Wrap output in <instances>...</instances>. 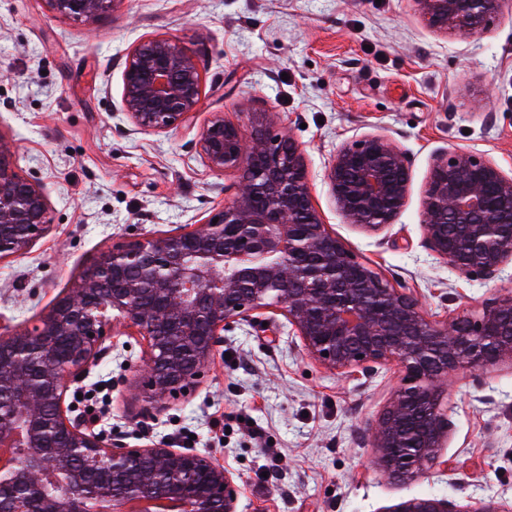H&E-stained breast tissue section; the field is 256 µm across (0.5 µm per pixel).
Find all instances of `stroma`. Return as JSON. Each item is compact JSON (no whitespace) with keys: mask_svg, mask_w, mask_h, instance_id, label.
<instances>
[{"mask_svg":"<svg viewBox=\"0 0 512 512\" xmlns=\"http://www.w3.org/2000/svg\"><path fill=\"white\" fill-rule=\"evenodd\" d=\"M163 37L197 58L196 112L168 132L135 133L123 70L140 40ZM249 126L271 113L299 144L326 224L430 318L472 312L512 290V274L463 277L424 245L422 199L437 154H478L512 176V0L482 33L432 31L413 0H117L92 22L46 0H0V135L16 171L39 184L51 229L0 262V323L31 325L113 245L193 228L231 200L237 177L195 151L215 113ZM390 139L409 158L402 211L372 232L344 223L326 171L344 144ZM115 354L67 399L130 445L166 442L213 455L241 487L240 512H385L415 495L476 508L512 501V363L442 385L452 427L443 467L411 483L372 464L371 427L401 375L337 374L302 350L282 316L225 333L198 385L139 423L133 369L146 345L116 325Z\"/></svg>","mask_w":512,"mask_h":512,"instance_id":"35a3bbf8","label":"stroma"}]
</instances>
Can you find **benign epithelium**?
I'll use <instances>...</instances> for the list:
<instances>
[{
    "mask_svg": "<svg viewBox=\"0 0 512 512\" xmlns=\"http://www.w3.org/2000/svg\"><path fill=\"white\" fill-rule=\"evenodd\" d=\"M93 21L118 0H46ZM433 31L474 36L504 0H413ZM202 74L188 49L150 38L127 54L123 110L133 130L166 133L197 110ZM252 131L217 113L195 144L212 172L248 176L204 223L118 244L88 266L51 309L24 329L0 328V443L24 445L0 465V512H126L165 501L179 512H239L240 486L203 452L151 443L131 448L65 405L67 392L110 352L121 319L146 343L135 387L147 401L194 387L224 332L255 313L282 315L305 353L329 370L395 361L402 376L373 432V464L404 482L443 464L449 422L440 384L451 375L512 363V292L476 313L440 322L390 283L325 224L298 144L255 112ZM0 135V261L26 253L51 227L40 186L22 177ZM406 154L373 135L345 144L327 171L344 222L378 231L405 205ZM424 244L463 276L493 279L512 262V176L461 149L436 156L424 189ZM383 512H512L494 498L469 509L436 495Z\"/></svg>",
    "mask_w": 512,
    "mask_h": 512,
    "instance_id": "obj_1",
    "label": "benign epithelium"
}]
</instances>
